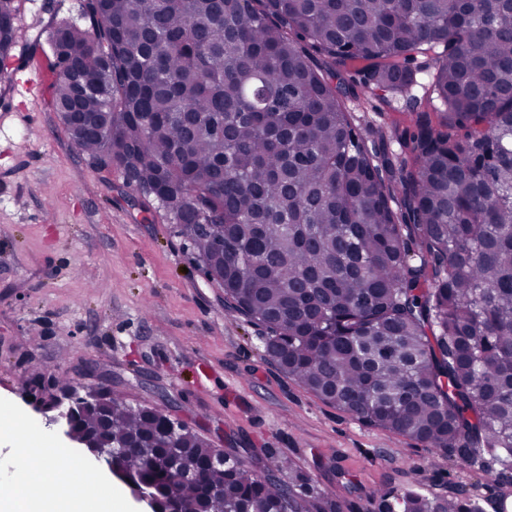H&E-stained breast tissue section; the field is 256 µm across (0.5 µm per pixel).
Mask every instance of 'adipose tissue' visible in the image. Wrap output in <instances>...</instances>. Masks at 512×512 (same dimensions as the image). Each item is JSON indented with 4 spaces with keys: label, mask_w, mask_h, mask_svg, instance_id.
Listing matches in <instances>:
<instances>
[{
    "label": "adipose tissue",
    "mask_w": 512,
    "mask_h": 512,
    "mask_svg": "<svg viewBox=\"0 0 512 512\" xmlns=\"http://www.w3.org/2000/svg\"><path fill=\"white\" fill-rule=\"evenodd\" d=\"M15 459L0 482V512H128L109 475L68 446L14 440Z\"/></svg>",
    "instance_id": "obj_1"
}]
</instances>
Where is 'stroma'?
<instances>
[{
  "label": "stroma",
  "instance_id": "35a3bbf8",
  "mask_svg": "<svg viewBox=\"0 0 512 512\" xmlns=\"http://www.w3.org/2000/svg\"><path fill=\"white\" fill-rule=\"evenodd\" d=\"M83 0H19L16 47L0 71V398L42 436L25 392L38 376L105 385L185 422L212 447L285 457L343 512H382V494L465 490L483 512L512 503L506 476L368 427L303 389L264 353L263 329L224 306L168 214L70 141L32 67L52 81L50 31L82 21ZM355 125L408 117L400 97L356 87Z\"/></svg>",
  "mask_w": 512,
  "mask_h": 512
}]
</instances>
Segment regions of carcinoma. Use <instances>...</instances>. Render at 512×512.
<instances>
[{
    "label": "carcinoma",
    "mask_w": 512,
    "mask_h": 512,
    "mask_svg": "<svg viewBox=\"0 0 512 512\" xmlns=\"http://www.w3.org/2000/svg\"><path fill=\"white\" fill-rule=\"evenodd\" d=\"M50 34V106L76 97L109 137L66 129L153 199L222 276L224 305L263 327L266 355L358 421L512 469V0H83ZM15 44V0H0ZM435 54L426 96L411 94ZM363 66L356 67L354 63ZM360 85L410 103L364 131ZM399 208L393 209L392 202ZM215 225L210 237L198 221ZM116 451L163 487L199 479L186 512H341L196 434L110 398ZM224 484V495L206 489ZM386 512H481L470 494L394 497Z\"/></svg>",
    "instance_id": "1"
}]
</instances>
